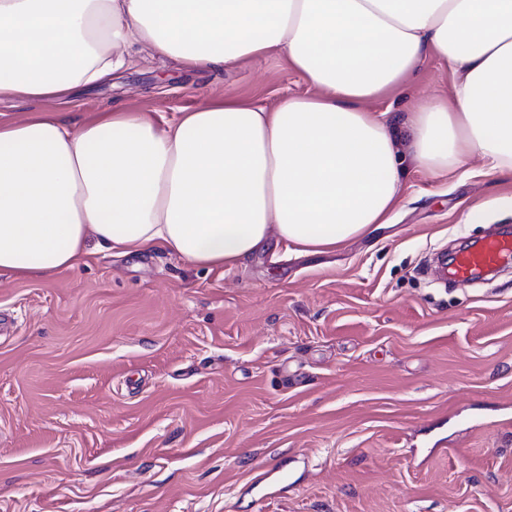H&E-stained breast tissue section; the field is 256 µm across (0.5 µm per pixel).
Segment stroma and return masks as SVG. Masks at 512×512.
Masks as SVG:
<instances>
[{"mask_svg":"<svg viewBox=\"0 0 512 512\" xmlns=\"http://www.w3.org/2000/svg\"><path fill=\"white\" fill-rule=\"evenodd\" d=\"M427 55L367 102L410 112ZM308 89L273 53L232 69L143 53L120 78L0 119L156 112ZM512 230V175L409 171L390 223L319 255L200 269L161 248L0 277V512H512V265L434 282L441 248Z\"/></svg>","mask_w":512,"mask_h":512,"instance_id":"obj_1","label":"stroma"}]
</instances>
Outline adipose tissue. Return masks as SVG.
I'll return each instance as SVG.
<instances>
[{"label": "adipose tissue", "mask_w": 512, "mask_h": 512, "mask_svg": "<svg viewBox=\"0 0 512 512\" xmlns=\"http://www.w3.org/2000/svg\"><path fill=\"white\" fill-rule=\"evenodd\" d=\"M188 69L284 55L308 92L151 112L0 121V275L47 279L94 249L162 248L209 270L319 254L385 224L408 168L474 156L512 173V0H0V98L53 101L132 53ZM449 97L395 119L365 101L426 54Z\"/></svg>", "instance_id": "adipose-tissue-1"}]
</instances>
